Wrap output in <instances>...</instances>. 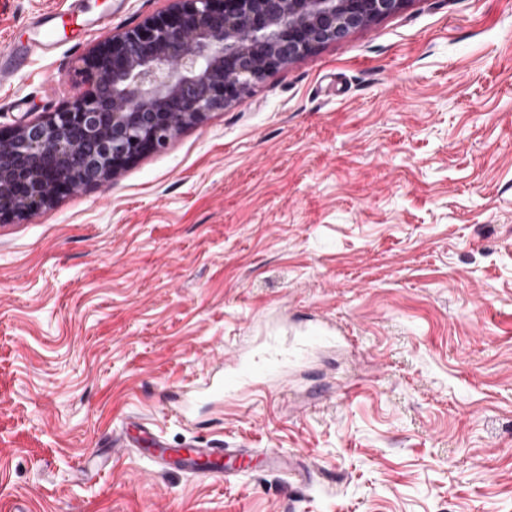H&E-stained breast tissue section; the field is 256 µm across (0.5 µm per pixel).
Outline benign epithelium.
<instances>
[{"instance_id":"7a95c632","label":"benign epithelium","mask_w":512,"mask_h":512,"mask_svg":"<svg viewBox=\"0 0 512 512\" xmlns=\"http://www.w3.org/2000/svg\"><path fill=\"white\" fill-rule=\"evenodd\" d=\"M408 0H172L82 58L87 85L44 118L0 126V223L103 186L265 77Z\"/></svg>"}]
</instances>
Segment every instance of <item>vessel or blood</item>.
Listing matches in <instances>:
<instances>
[{
    "label": "vessel or blood",
    "instance_id": "obj_1",
    "mask_svg": "<svg viewBox=\"0 0 512 512\" xmlns=\"http://www.w3.org/2000/svg\"><path fill=\"white\" fill-rule=\"evenodd\" d=\"M55 11L48 10L32 17L27 25L26 40H10L0 51V85L11 84L14 76L27 64L31 55L49 53L58 43ZM331 330L322 325L304 329L292 342L270 341L265 353L258 357L235 356L225 367L223 375L210 377L201 393L214 401L227 395H245L262 388L264 381L285 370L288 363L306 358L321 347L330 337ZM108 447L137 451L158 469H175L190 476H200L213 471L216 463L224 458L239 460L238 474H246L243 461L249 452L244 448L199 447L195 440H187L183 447H165L162 438L140 423H125L106 438Z\"/></svg>",
    "mask_w": 512,
    "mask_h": 512
}]
</instances>
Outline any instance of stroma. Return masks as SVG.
Wrapping results in <instances>:
<instances>
[{"label":"stroma","instance_id":"obj_1","mask_svg":"<svg viewBox=\"0 0 512 512\" xmlns=\"http://www.w3.org/2000/svg\"><path fill=\"white\" fill-rule=\"evenodd\" d=\"M59 2L0 0V50ZM169 3L83 0L102 29L32 56L0 125L55 111L99 40ZM316 320L348 334L172 412ZM133 419L172 448L253 449L252 472L101 448ZM0 512H512V0H409L107 186L0 223Z\"/></svg>","mask_w":512,"mask_h":512}]
</instances>
